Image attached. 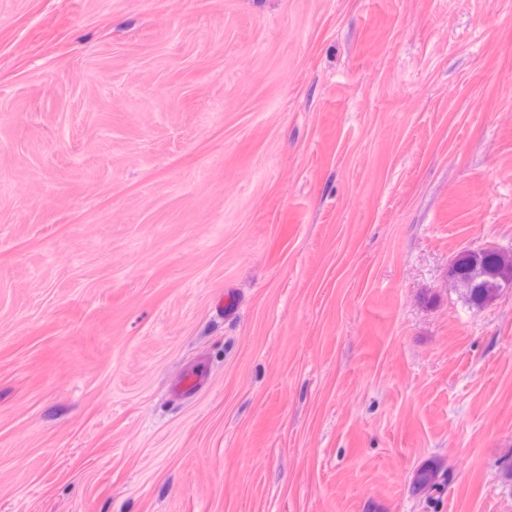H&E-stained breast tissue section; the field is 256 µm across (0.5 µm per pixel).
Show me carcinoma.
<instances>
[{
	"mask_svg": "<svg viewBox=\"0 0 512 512\" xmlns=\"http://www.w3.org/2000/svg\"><path fill=\"white\" fill-rule=\"evenodd\" d=\"M455 288L474 306H484L499 294L502 283L512 280V255L497 248L462 251L452 263ZM442 467L431 463L416 470L412 477L416 493L427 495L440 488Z\"/></svg>",
	"mask_w": 512,
	"mask_h": 512,
	"instance_id": "cac0c4a2",
	"label": "carcinoma"
}]
</instances>
